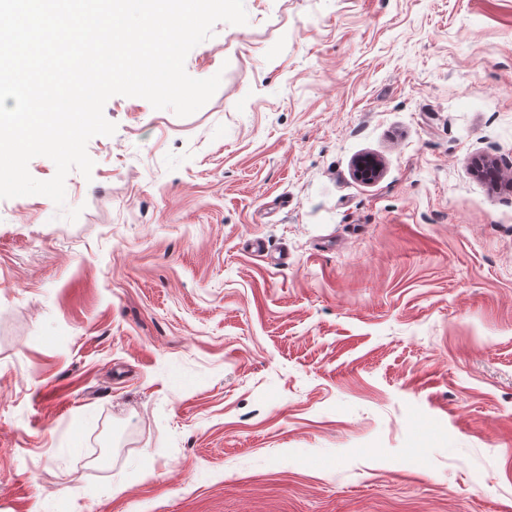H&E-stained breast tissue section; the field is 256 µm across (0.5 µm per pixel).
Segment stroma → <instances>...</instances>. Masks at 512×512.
Masks as SVG:
<instances>
[{"mask_svg":"<svg viewBox=\"0 0 512 512\" xmlns=\"http://www.w3.org/2000/svg\"><path fill=\"white\" fill-rule=\"evenodd\" d=\"M243 3L0 200V512H512V0Z\"/></svg>","mask_w":512,"mask_h":512,"instance_id":"obj_1","label":"stroma"}]
</instances>
